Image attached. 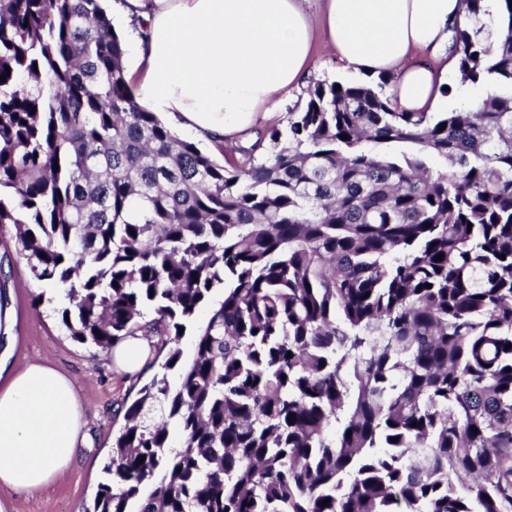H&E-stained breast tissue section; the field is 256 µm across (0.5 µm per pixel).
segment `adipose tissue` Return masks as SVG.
Instances as JSON below:
<instances>
[{
    "label": "adipose tissue",
    "instance_id": "adipose-tissue-1",
    "mask_svg": "<svg viewBox=\"0 0 512 512\" xmlns=\"http://www.w3.org/2000/svg\"><path fill=\"white\" fill-rule=\"evenodd\" d=\"M136 24L127 72L139 106L205 141L235 143L316 71L325 43L353 75L388 74L402 112L434 111L465 0H123ZM13 320L0 323V486L36 495L79 455L87 420L72 379L16 367Z\"/></svg>",
    "mask_w": 512,
    "mask_h": 512
}]
</instances>
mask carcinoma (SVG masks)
<instances>
[{"instance_id": "carcinoma-1", "label": "carcinoma", "mask_w": 512, "mask_h": 512, "mask_svg": "<svg viewBox=\"0 0 512 512\" xmlns=\"http://www.w3.org/2000/svg\"><path fill=\"white\" fill-rule=\"evenodd\" d=\"M467 4L475 106L320 80L221 163L101 0H0V226L74 340L165 354L89 512H512V3Z\"/></svg>"}]
</instances>
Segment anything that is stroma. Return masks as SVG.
<instances>
[{
	"label": "stroma",
	"instance_id": "obj_1",
	"mask_svg": "<svg viewBox=\"0 0 512 512\" xmlns=\"http://www.w3.org/2000/svg\"><path fill=\"white\" fill-rule=\"evenodd\" d=\"M13 226L0 228V281L17 313V364L37 360L71 376L88 419V446L82 457L57 475L39 495L30 497L0 488V512H87L103 466L112 450L113 436L123 424L115 409L134 398L160 364L146 366L135 376L118 372L108 350L81 344L68 335L60 311L65 297L56 296L48 283L37 281L16 253Z\"/></svg>",
	"mask_w": 512,
	"mask_h": 512
}]
</instances>
